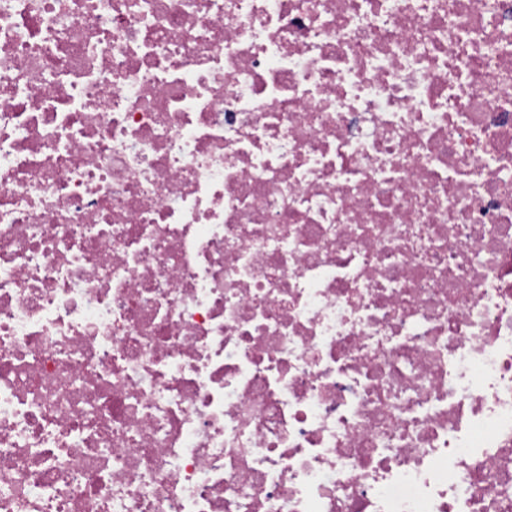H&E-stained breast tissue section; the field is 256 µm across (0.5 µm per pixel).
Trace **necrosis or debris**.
<instances>
[{
    "mask_svg": "<svg viewBox=\"0 0 512 512\" xmlns=\"http://www.w3.org/2000/svg\"><path fill=\"white\" fill-rule=\"evenodd\" d=\"M0 512H512V0H0Z\"/></svg>",
    "mask_w": 512,
    "mask_h": 512,
    "instance_id": "obj_1",
    "label": "necrosis or debris"
}]
</instances>
